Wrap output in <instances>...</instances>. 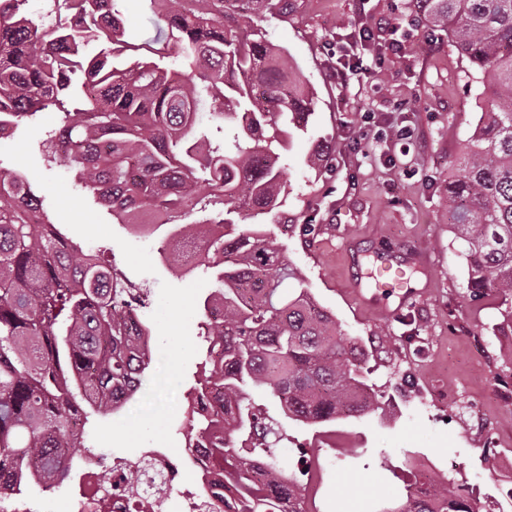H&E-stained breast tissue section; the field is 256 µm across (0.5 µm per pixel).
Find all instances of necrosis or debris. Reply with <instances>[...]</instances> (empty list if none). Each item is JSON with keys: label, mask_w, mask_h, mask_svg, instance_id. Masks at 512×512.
Instances as JSON below:
<instances>
[{"label": "necrosis or debris", "mask_w": 512, "mask_h": 512, "mask_svg": "<svg viewBox=\"0 0 512 512\" xmlns=\"http://www.w3.org/2000/svg\"><path fill=\"white\" fill-rule=\"evenodd\" d=\"M211 443L206 435L178 454L145 448L137 456L109 460L84 451L77 484L68 494L69 512H224L221 483L186 481L207 466ZM132 471L141 475L134 489L124 482Z\"/></svg>", "instance_id": "1"}]
</instances>
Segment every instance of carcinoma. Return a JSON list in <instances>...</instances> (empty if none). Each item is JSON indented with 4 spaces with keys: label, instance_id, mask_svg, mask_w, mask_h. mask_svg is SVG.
Segmentation results:
<instances>
[{
    "label": "carcinoma",
    "instance_id": "obj_1",
    "mask_svg": "<svg viewBox=\"0 0 512 512\" xmlns=\"http://www.w3.org/2000/svg\"><path fill=\"white\" fill-rule=\"evenodd\" d=\"M27 0H0V133L49 105L60 126L43 141L118 224H168L169 258L213 270L224 314L206 322L190 434L224 427L212 458L240 512H307L276 446L282 421L318 427L380 409L363 375L365 354L320 305L286 252L256 224L288 199L281 175L292 131H303L313 94L286 52L254 19L288 0H149L174 41L168 65L114 63L127 47L117 0H52L65 19L46 26ZM483 90L479 118L448 180V216L475 294L512 297V0H425ZM100 46L90 56V44ZM224 207V218L212 213ZM198 214L191 224L184 220ZM21 176L0 170V500L27 477L61 485L86 445L88 411L114 410L112 392L168 395L149 374L158 354L134 357L150 331L134 328L130 289L43 218ZM224 225L190 253L199 224ZM280 412L270 414L252 393ZM378 512H475L448 489L405 492Z\"/></svg>",
    "mask_w": 512,
    "mask_h": 512
}]
</instances>
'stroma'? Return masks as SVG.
Here are the masks:
<instances>
[{"label": "stroma", "instance_id": "35a3bbf8", "mask_svg": "<svg viewBox=\"0 0 512 512\" xmlns=\"http://www.w3.org/2000/svg\"><path fill=\"white\" fill-rule=\"evenodd\" d=\"M406 0H289L266 16L268 39L288 52L315 90L308 132L294 139L282 180L288 202L265 228L284 246L317 300L362 348L381 407L333 423L336 455L324 466L319 512H375L403 492L415 472L438 485L465 488L477 512H512L499 497L512 481V327L503 326L501 294L471 297L467 271L448 222V177L476 118L479 87L443 31L405 7ZM132 50L128 66L147 59L157 16L146 0H119ZM396 41L380 68L342 89L334 70L349 51L357 20ZM56 107L0 137V169L19 172L84 252L97 255L138 293L166 370L193 392L207 343L203 299L213 280L173 272L159 250L164 232L133 233L76 180L65 163L47 162L42 142L57 128ZM412 135L397 139L400 127ZM312 224L308 240L293 233ZM423 253L412 270L414 298L373 288L355 293L354 260ZM181 410L151 415L122 410L95 417L89 443L107 456L184 447Z\"/></svg>", "mask_w": 512, "mask_h": 512}]
</instances>
